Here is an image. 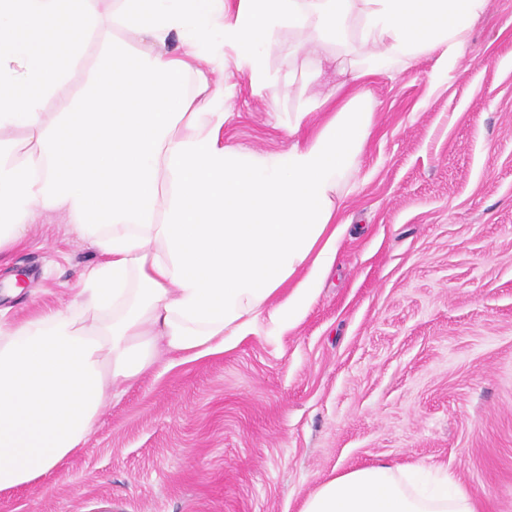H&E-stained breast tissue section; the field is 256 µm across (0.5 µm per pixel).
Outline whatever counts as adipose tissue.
<instances>
[{
  "label": "adipose tissue",
  "mask_w": 512,
  "mask_h": 512,
  "mask_svg": "<svg viewBox=\"0 0 512 512\" xmlns=\"http://www.w3.org/2000/svg\"><path fill=\"white\" fill-rule=\"evenodd\" d=\"M90 2L0 0V252L24 244L34 215L57 212L103 257L80 310L0 320V492L36 485L78 450L113 383L135 382L158 352L188 362L259 325L293 326L336 260V217L377 119L369 79L430 57L428 89L441 90L488 6L114 0L105 18ZM115 28L145 51L109 37ZM285 33L307 84L329 57L335 87L298 92L271 69ZM231 67L254 95L292 99L287 150L225 145L224 92L208 78ZM13 128L24 142L7 137ZM301 512H479V502L450 477L424 485L416 466L383 459L322 481Z\"/></svg>",
  "instance_id": "1"
}]
</instances>
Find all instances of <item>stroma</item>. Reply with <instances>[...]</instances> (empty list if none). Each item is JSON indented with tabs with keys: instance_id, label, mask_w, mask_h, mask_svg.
<instances>
[{
	"instance_id": "obj_1",
	"label": "stroma",
	"mask_w": 512,
	"mask_h": 512,
	"mask_svg": "<svg viewBox=\"0 0 512 512\" xmlns=\"http://www.w3.org/2000/svg\"><path fill=\"white\" fill-rule=\"evenodd\" d=\"M375 78L377 124L342 204L336 262L296 325L118 384L81 448L0 512H300L381 458L448 468L512 512V0H490L462 71ZM224 142L288 147L231 74ZM101 256L59 215L0 259L8 317L65 310Z\"/></svg>"
}]
</instances>
